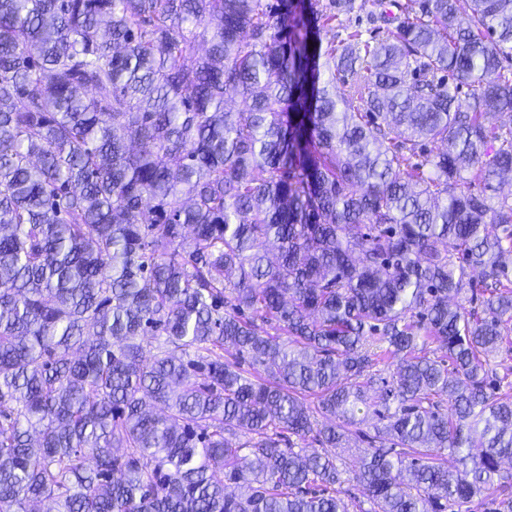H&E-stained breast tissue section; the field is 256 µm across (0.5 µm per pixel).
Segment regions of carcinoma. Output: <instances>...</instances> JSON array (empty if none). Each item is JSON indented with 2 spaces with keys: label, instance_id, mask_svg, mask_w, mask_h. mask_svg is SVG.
I'll return each mask as SVG.
<instances>
[{
  "label": "carcinoma",
  "instance_id": "obj_1",
  "mask_svg": "<svg viewBox=\"0 0 512 512\" xmlns=\"http://www.w3.org/2000/svg\"><path fill=\"white\" fill-rule=\"evenodd\" d=\"M367 6L0 0V512H512V0ZM353 430H356L357 431V435H356V445L355 446L352 442V451L350 452H346L342 458V461H338V466H339V469L342 470V472H344V469H346L345 467V462L347 463V468H350L352 467L353 465V461H354V458L353 456H351L352 453H355V448H370L369 445H370V442L372 440V437H374L375 435V432L372 428V421H368V422H364V423H361L360 425H357L356 427L352 428ZM342 463V464H341ZM349 472L347 473H342L341 475V480H345L344 483H342V485L339 487L338 485H336V489H342V490H346L348 488H352V485H353V482H349L347 481L346 479L349 478Z\"/></svg>",
  "mask_w": 512,
  "mask_h": 512
}]
</instances>
